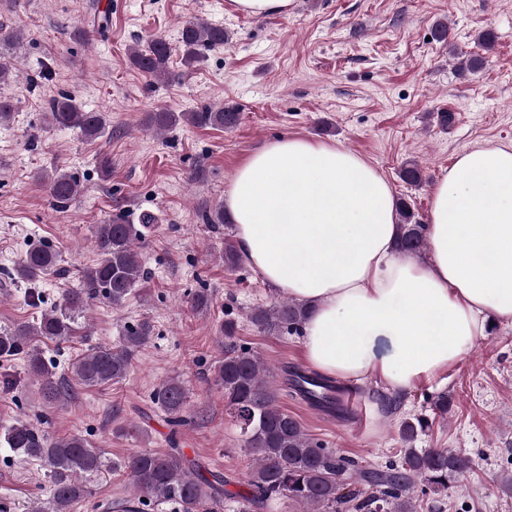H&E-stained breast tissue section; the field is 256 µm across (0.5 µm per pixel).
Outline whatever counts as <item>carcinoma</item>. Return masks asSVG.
Instances as JSON below:
<instances>
[{"mask_svg": "<svg viewBox=\"0 0 512 512\" xmlns=\"http://www.w3.org/2000/svg\"><path fill=\"white\" fill-rule=\"evenodd\" d=\"M224 28L205 22H188L180 32L182 61L193 66L201 51L226 44ZM170 44L155 38L134 48L132 62L152 81H169ZM53 125L79 130L95 139L106 129L98 112L83 110L67 93H60L47 103ZM241 113L230 107L205 106L196 112H151L147 124L156 131L176 126L180 120L195 125L230 129L239 123ZM401 179L416 185L423 180L421 167L405 162ZM52 204L68 205L78 194V181L65 171L45 176ZM399 251L422 256L427 246V225L415 219L410 203L397 200ZM94 244L100 256L84 278L81 288L64 292L62 300L35 324L24 323L0 331V358L10 360L25 355L28 370L42 381L43 396L57 401L66 395L65 382L42 359L35 342L41 338L67 340L78 332V319L89 300L106 299L112 306H122L129 295L144 283L148 272L143 266L137 241L141 231L120 217L94 227ZM241 254L236 242L224 240V266H239ZM58 253L49 245L27 249L15 266L18 278L33 282L56 268ZM310 313L304 303L279 299L259 306L249 314L250 322L260 331L277 334L284 330H302ZM153 328L143 321L130 328L121 346L96 347L72 363V372L87 387L110 385L125 378L132 356L151 340ZM216 381L224 388V397L241 424L244 447L253 456L247 483L252 493L244 498L243 512L253 505L283 498L304 506L306 512H417L414 492L419 485L438 497L473 469L472 459L451 448H415L413 443L428 424L421 418L401 425L402 440L408 445L402 461L384 469L366 468L358 462L314 442L301 423L278 405V389L259 354L246 347L229 346L224 359L214 369ZM289 395L332 414L340 412L336 386L317 374L295 372ZM154 399L175 425L190 421L186 416L187 388L183 380L171 378L155 392ZM4 442L17 454L38 460L49 472L53 494L36 512H70L73 504L87 493L85 479L103 467L102 455L81 436L51 439L33 424L19 420L6 428ZM121 468L133 492L177 504L181 512H202L210 502L223 495L224 478L207 475L185 458L151 450L126 457Z\"/></svg>", "mask_w": 512, "mask_h": 512, "instance_id": "cac0c4a2", "label": "carcinoma"}]
</instances>
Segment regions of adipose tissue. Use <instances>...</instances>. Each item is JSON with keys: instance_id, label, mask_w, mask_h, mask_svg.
Instances as JSON below:
<instances>
[{"instance_id": "adipose-tissue-1", "label": "adipose tissue", "mask_w": 512, "mask_h": 512, "mask_svg": "<svg viewBox=\"0 0 512 512\" xmlns=\"http://www.w3.org/2000/svg\"><path fill=\"white\" fill-rule=\"evenodd\" d=\"M238 246L264 281L312 312L308 363L408 390L512 321V146L462 152L432 191L429 262L401 253L396 197L341 146L285 137L256 150L224 194Z\"/></svg>"}]
</instances>
